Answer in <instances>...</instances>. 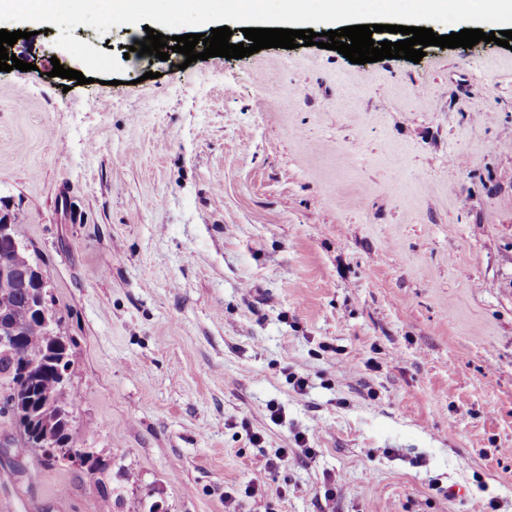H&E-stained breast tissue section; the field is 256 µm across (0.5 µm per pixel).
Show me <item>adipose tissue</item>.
<instances>
[{
    "label": "adipose tissue",
    "instance_id": "obj_1",
    "mask_svg": "<svg viewBox=\"0 0 512 512\" xmlns=\"http://www.w3.org/2000/svg\"><path fill=\"white\" fill-rule=\"evenodd\" d=\"M169 9H190L202 16L231 10L251 28H283L308 21L311 0H278L276 12H269L266 0H166Z\"/></svg>",
    "mask_w": 512,
    "mask_h": 512
}]
</instances>
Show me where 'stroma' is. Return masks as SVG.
Segmentation results:
<instances>
[{"mask_svg": "<svg viewBox=\"0 0 512 512\" xmlns=\"http://www.w3.org/2000/svg\"><path fill=\"white\" fill-rule=\"evenodd\" d=\"M76 7L0 18L33 65L0 71V209L48 271L112 512H512V50L189 64ZM17 440L0 417V512H102Z\"/></svg>", "mask_w": 512, "mask_h": 512, "instance_id": "obj_1", "label": "stroma"}]
</instances>
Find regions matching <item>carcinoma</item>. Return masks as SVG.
<instances>
[{"label":"carcinoma","instance_id":"cac0c4a2","mask_svg":"<svg viewBox=\"0 0 512 512\" xmlns=\"http://www.w3.org/2000/svg\"><path fill=\"white\" fill-rule=\"evenodd\" d=\"M33 272L27 287L0 285V325L17 327L20 343L0 345V414L19 424L17 452H40L54 459L39 438L47 425L60 448H83L87 474L95 478L104 512H112V462L93 448L85 447L86 433L75 422L78 393L71 377L72 339L59 330L48 332L38 315L36 294L48 281L44 262L29 257ZM35 362L32 373L20 372L21 357Z\"/></svg>","mask_w":512,"mask_h":512}]
</instances>
